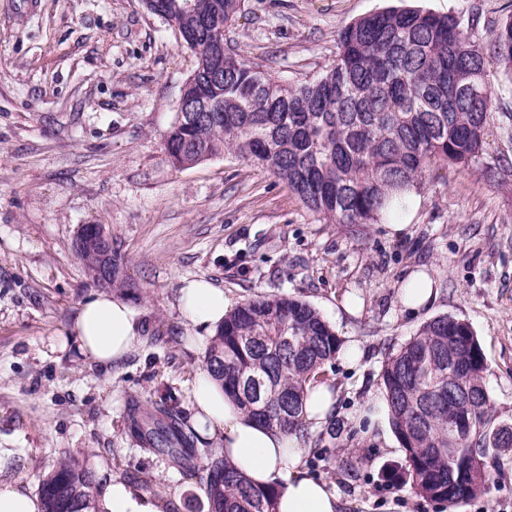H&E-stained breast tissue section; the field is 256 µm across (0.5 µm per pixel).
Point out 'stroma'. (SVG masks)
Listing matches in <instances>:
<instances>
[{
    "label": "stroma",
    "instance_id": "35a3bbf8",
    "mask_svg": "<svg viewBox=\"0 0 512 512\" xmlns=\"http://www.w3.org/2000/svg\"><path fill=\"white\" fill-rule=\"evenodd\" d=\"M389 7L477 20L489 39L512 0H241L225 35L233 53L284 82L322 73L338 31ZM196 59L141 0H0V484L36 493L63 454L87 458L104 483L127 484L164 512H207L199 478L130 434L129 398L178 397L208 338L179 312L185 282L206 279L233 303L290 295L316 308L358 361L337 356L323 379L331 420L309 427L311 472L342 512H512V452L489 459L490 491L454 507L403 479L392 428L362 419L383 396L382 367L427 321H466L487 365L495 415L512 423V133L492 128L478 163L435 167L411 203L375 224H328L288 186L231 155L173 164L163 136ZM408 230L391 235L388 227ZM84 224L105 225L126 259L139 332L102 366L74 333L97 295L74 253ZM424 270L437 296L405 311L403 278Z\"/></svg>",
    "mask_w": 512,
    "mask_h": 512
}]
</instances>
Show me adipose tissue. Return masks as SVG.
Wrapping results in <instances>:
<instances>
[{"instance_id": "obj_1", "label": "adipose tissue", "mask_w": 512, "mask_h": 512, "mask_svg": "<svg viewBox=\"0 0 512 512\" xmlns=\"http://www.w3.org/2000/svg\"><path fill=\"white\" fill-rule=\"evenodd\" d=\"M179 307L192 326L211 331L223 323L232 301L207 281H191L181 289ZM74 332L82 353L105 366L124 358L138 334L129 303L105 294L83 303ZM192 397L199 432L220 440L224 456L254 484L277 487L278 512H340L339 494L309 473L301 436L257 424L207 369H198Z\"/></svg>"}]
</instances>
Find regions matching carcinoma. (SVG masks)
I'll use <instances>...</instances> for the list:
<instances>
[{"mask_svg": "<svg viewBox=\"0 0 512 512\" xmlns=\"http://www.w3.org/2000/svg\"><path fill=\"white\" fill-rule=\"evenodd\" d=\"M241 0H198L228 27ZM178 27L196 56L190 77L204 85L212 116L173 123L164 136L179 163L230 153L288 185L328 224H375L406 206L434 165H469L484 152L493 124L507 130L512 110L488 82L491 52L512 76V18L486 46L451 14L388 9L340 29L336 59L314 79L282 83L232 52L222 83H208L215 37L177 11ZM477 77L481 92L453 97L457 77ZM85 275L95 253L73 245ZM125 258L112 250V282L127 286ZM341 349L319 311L289 296L257 295L231 311L209 339L205 366L254 419L302 433L307 383ZM485 358L470 325L443 315L423 324L381 372L391 426L405 454V474L423 499L454 505L485 495V459L502 424L495 422L483 379ZM260 378L258 394L247 380ZM128 430L166 454L183 473L200 476L208 512H277V487L250 483L224 456L196 448L170 396L144 409L130 403ZM101 481L85 461L66 456L38 483L41 512H93Z\"/></svg>", "mask_w": 512, "mask_h": 512, "instance_id": "carcinoma-1", "label": "carcinoma"}]
</instances>
